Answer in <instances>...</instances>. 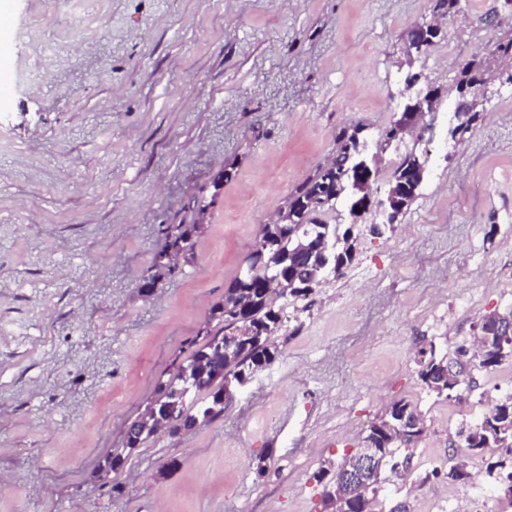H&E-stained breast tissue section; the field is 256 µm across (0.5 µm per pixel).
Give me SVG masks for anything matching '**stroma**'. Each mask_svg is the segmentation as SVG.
Returning <instances> with one entry per match:
<instances>
[{"mask_svg": "<svg viewBox=\"0 0 512 512\" xmlns=\"http://www.w3.org/2000/svg\"><path fill=\"white\" fill-rule=\"evenodd\" d=\"M434 4L14 0L0 30L14 63L0 104V512H323L321 469L399 400L426 430L380 507L406 496L413 512H512L489 477L433 474L452 459L486 468L455 428L512 393V364L473 369L448 398L417 365L418 349L454 354L512 308L495 278L512 264L507 84L456 149L435 123L430 172L395 231L372 236L363 215L349 276L288 305L273 361L221 417L95 473L193 349L263 224L332 156L336 129L358 122L376 141L408 70L449 86L512 40V0H455L443 39L409 60ZM170 224L199 230L192 257L159 274Z\"/></svg>", "mask_w": 512, "mask_h": 512, "instance_id": "1", "label": "stroma"}]
</instances>
